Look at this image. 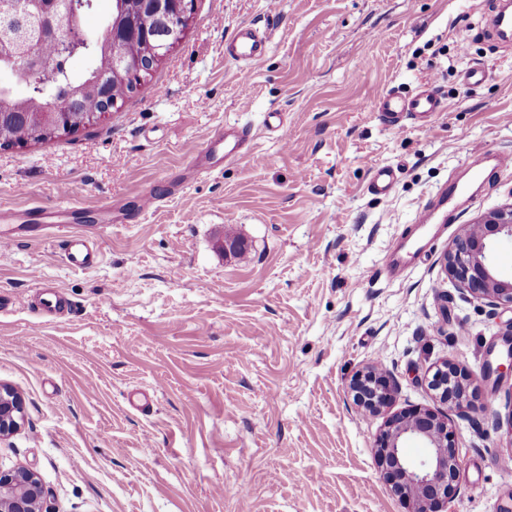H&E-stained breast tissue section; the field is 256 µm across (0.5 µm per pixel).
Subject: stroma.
Here are the masks:
<instances>
[{"label":"stroma","instance_id":"stroma-1","mask_svg":"<svg viewBox=\"0 0 512 512\" xmlns=\"http://www.w3.org/2000/svg\"><path fill=\"white\" fill-rule=\"evenodd\" d=\"M495 0H193L181 41L98 123L0 149V209L59 203L98 229L100 262L70 268L60 238L0 249V384L21 429L0 467L34 471L55 512H410L373 456L382 417L348 383L377 364L395 410L439 408L422 376L448 360L481 376L512 310L461 293L442 260L458 229L512 204V170L471 186L397 279L396 240L475 154L512 153V49L490 37ZM269 33L246 72L224 44ZM481 70L482 82L464 76ZM432 81L446 110L388 125L391 90ZM248 153L191 162L218 128ZM397 180L385 195L376 168ZM154 191L153 208H138ZM246 258L222 249L225 236ZM68 304L49 313L40 283ZM150 405L132 404L136 393ZM484 432L456 419L452 512H512V372L480 385ZM224 137V159L234 158L244 153L250 141V131L245 126L229 125L221 133Z\"/></svg>","mask_w":512,"mask_h":512}]
</instances>
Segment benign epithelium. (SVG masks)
<instances>
[{
    "instance_id": "7a95c632",
    "label": "benign epithelium",
    "mask_w": 512,
    "mask_h": 512,
    "mask_svg": "<svg viewBox=\"0 0 512 512\" xmlns=\"http://www.w3.org/2000/svg\"><path fill=\"white\" fill-rule=\"evenodd\" d=\"M132 3L147 8L148 18L134 21L133 29L143 31L147 54L157 62L182 39L188 20L189 0H115L120 12ZM90 5L91 0H69L66 17L58 21L48 18L41 23V27L53 32V57L46 59L39 53V46L46 38L41 32L17 50L13 57L5 60L0 56V63H5L14 75L28 84L39 81L43 69L73 57L81 47L84 35L77 20ZM152 23L169 33L166 43L150 42L149 26ZM108 66L115 78L124 80L139 78L145 71L139 57L111 54ZM65 112L66 103L59 100L44 108L34 128V137L70 133V124L62 120ZM500 237L512 239V205L466 225L444 255L448 278L472 298L493 309L512 307V283L498 278L488 257L490 245ZM425 382L436 398L457 411L459 416L468 417L475 426H480V421L473 417V413L478 411L474 405L477 378L445 360L435 366ZM349 389L357 407L368 413L385 411L394 398L391 375L378 365H370L357 372L349 383ZM22 420L21 398L12 389L0 385V439L17 431ZM409 440L421 443L426 449L425 458L418 464L410 462L404 454ZM372 450L391 492L412 502V512H447L461 466L455 431L448 415L427 408L394 412L386 417ZM48 496L49 491L32 470L0 468V512H51L46 506Z\"/></svg>"
}]
</instances>
